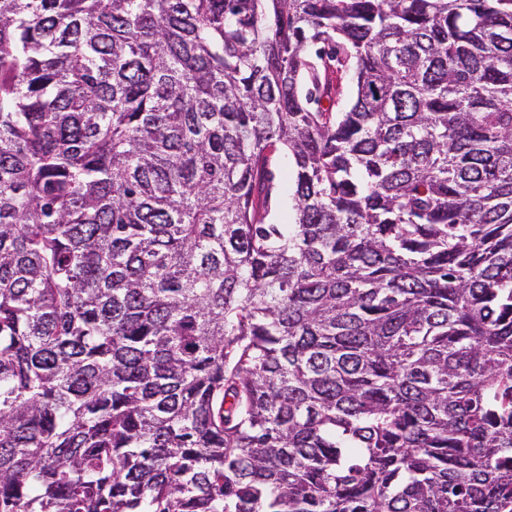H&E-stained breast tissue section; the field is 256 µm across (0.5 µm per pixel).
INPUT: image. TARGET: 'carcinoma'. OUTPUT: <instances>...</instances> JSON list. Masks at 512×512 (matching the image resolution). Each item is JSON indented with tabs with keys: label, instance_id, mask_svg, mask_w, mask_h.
I'll list each match as a JSON object with an SVG mask.
<instances>
[{
	"label": "carcinoma",
	"instance_id": "carcinoma-1",
	"mask_svg": "<svg viewBox=\"0 0 512 512\" xmlns=\"http://www.w3.org/2000/svg\"><path fill=\"white\" fill-rule=\"evenodd\" d=\"M0 512H512V0H0ZM293 159L287 151H280L275 154L272 163V170L275 174V183L278 186L279 203L275 210L277 224H291L293 222V211L291 210V178L293 173Z\"/></svg>",
	"mask_w": 512,
	"mask_h": 512
}]
</instances>
